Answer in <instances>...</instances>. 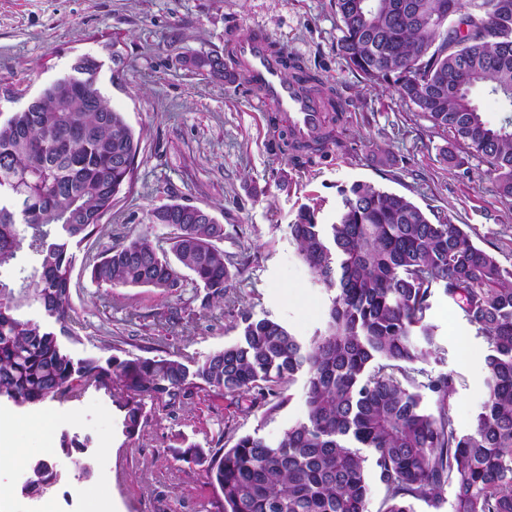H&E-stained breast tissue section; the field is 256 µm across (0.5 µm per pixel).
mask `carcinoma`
Instances as JSON below:
<instances>
[{
	"label": "carcinoma",
	"mask_w": 512,
	"mask_h": 512,
	"mask_svg": "<svg viewBox=\"0 0 512 512\" xmlns=\"http://www.w3.org/2000/svg\"><path fill=\"white\" fill-rule=\"evenodd\" d=\"M339 50L365 80L393 87L460 149L443 160L487 165L494 192L512 202V117L489 125L472 97L486 88L512 112V0H334ZM234 39L224 54L192 64L212 78L241 62ZM290 78L322 101L324 120L300 139L282 119L281 151L311 164L349 138L347 101L277 44ZM139 141L100 85L63 77L0 123V397L18 406L62 399L88 387L126 396L125 430L150 412L174 415L202 391L291 401L284 384L306 374L303 418L276 441L254 433L230 448L189 446L177 460L204 468L223 512H440L452 488L453 512H512V268L477 246L459 224L429 216L406 196L356 182L339 190L335 222L320 224L305 205L289 225L299 255L331 293L324 331L306 342L281 324L241 315L239 337L188 367L164 356L75 363L54 332L24 319L37 304L64 323L74 256L101 232L114 198L131 183ZM167 224L168 248L147 230L126 235L91 264L97 287H147L174 293L181 269L206 290L202 306L224 298L240 268L224 255V225L167 203L148 213ZM35 258L17 286L3 279L23 251ZM442 291L483 338L488 377L470 433H458L449 401L455 376L414 367L437 349L429 322ZM434 398L435 409L422 406Z\"/></svg>",
	"instance_id": "carcinoma-1"
}]
</instances>
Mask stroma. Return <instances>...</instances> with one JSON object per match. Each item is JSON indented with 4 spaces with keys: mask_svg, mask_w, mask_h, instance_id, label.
<instances>
[{
    "mask_svg": "<svg viewBox=\"0 0 512 512\" xmlns=\"http://www.w3.org/2000/svg\"><path fill=\"white\" fill-rule=\"evenodd\" d=\"M257 30L347 100L345 150L293 166L271 141V105L258 103L242 79L210 78L184 63ZM339 36L332 0H0V122L68 74L75 59L91 55L103 63L99 83L108 104L140 139L132 187L103 218L102 235L74 250L69 320L59 324L37 305L22 318L56 332L73 360L102 364L124 350L203 361L236 339L245 313L311 339L324 327L329 295L301 260L289 226L311 202L321 223H333L339 187L356 181L467 225L476 244L512 266V204L494 195L483 166L443 161L452 134L432 128L392 87L352 72L338 52ZM170 202L209 211L224 226L225 252L243 262L223 302L210 308L190 287L167 296L91 281L90 259ZM177 308L191 322L171 319ZM429 320L438 348L417 367L454 374L450 410L459 432L469 433L485 394L486 345L443 293L433 297ZM305 391L304 375H296L285 387L290 404L271 416L251 395L201 392L176 416L157 412L132 435L124 430L123 398L104 389L31 407L1 399L0 415L24 422L15 440L28 457L0 471V512H83L77 484L106 491L112 512H222L203 468L176 460V452L219 442L228 448L254 432L277 440L301 418ZM66 435L81 450L63 452ZM41 459L58 480L31 497L23 491L29 465Z\"/></svg>",
    "mask_w": 512,
    "mask_h": 512,
    "instance_id": "35a3bbf8",
    "label": "stroma"
}]
</instances>
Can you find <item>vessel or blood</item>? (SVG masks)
I'll return each mask as SVG.
<instances>
[{
	"label": "vessel or blood",
	"instance_id": "obj_1",
	"mask_svg": "<svg viewBox=\"0 0 512 512\" xmlns=\"http://www.w3.org/2000/svg\"><path fill=\"white\" fill-rule=\"evenodd\" d=\"M234 52L242 64V78L257 99L286 113L299 138L311 137L321 123L322 104L302 95L296 82L285 78L271 39L261 32L251 33L236 41Z\"/></svg>",
	"mask_w": 512,
	"mask_h": 512
}]
</instances>
